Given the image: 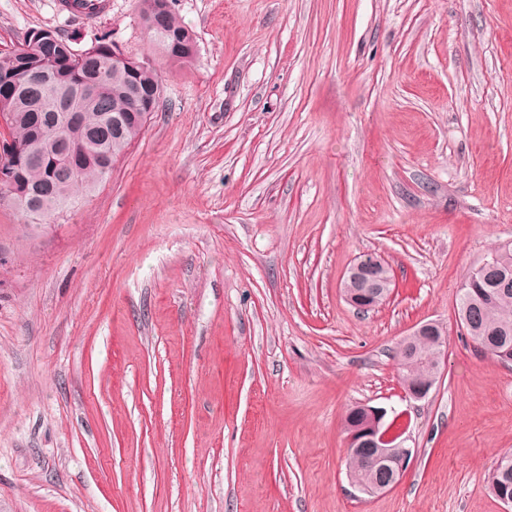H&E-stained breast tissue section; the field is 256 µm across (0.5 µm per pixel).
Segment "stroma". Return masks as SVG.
<instances>
[{"label":"stroma","instance_id":"35a3bbf8","mask_svg":"<svg viewBox=\"0 0 512 512\" xmlns=\"http://www.w3.org/2000/svg\"><path fill=\"white\" fill-rule=\"evenodd\" d=\"M192 65L89 200L27 225L0 204V512H504L512 366L457 322L512 241V0H177ZM153 56L137 0L33 29ZM393 279L360 312L364 252ZM443 324L445 368L406 401L396 351ZM401 414L391 491L350 483L342 420ZM496 481L493 483L491 474L488 478V487L490 492L498 499L501 488L511 485L512 488V453L502 455L496 462Z\"/></svg>","mask_w":512,"mask_h":512}]
</instances>
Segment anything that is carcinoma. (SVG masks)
Instances as JSON below:
<instances>
[{
	"mask_svg": "<svg viewBox=\"0 0 512 512\" xmlns=\"http://www.w3.org/2000/svg\"><path fill=\"white\" fill-rule=\"evenodd\" d=\"M166 28L167 41L154 40L152 44L171 63L180 67L191 64L196 56L191 50L194 39L174 7L167 13ZM39 33L44 38L57 39V60L63 61L71 55L70 41L57 38L56 32L50 29H41ZM47 65L48 59L39 51L27 56L1 54L0 80L10 77L19 81L25 71ZM134 79L147 88L161 82L156 69L133 74L123 65L112 62L110 53L102 51L89 56L80 68L62 73L39 96L22 92L8 96L0 92V118L10 128L13 139L24 147V162L18 168L20 181L27 184L41 211L52 214L63 210L74 203L77 191L94 189L140 138L143 128L135 119L123 125L118 133L112 130V114L130 111L127 91ZM88 83L103 88L100 102L77 105L74 120L66 123L67 144L72 147L71 162L81 167V177L59 182L51 175L53 161L41 153L42 139L56 124L58 90L66 87L78 94ZM489 262L497 265L498 271L485 281L470 274L460 290L457 310L460 323L467 319L472 322L468 335L483 350L498 344L512 345V290L496 291L498 276L512 278V246L498 249ZM415 343L419 355L410 362L409 376L413 383L422 384L434 374L429 356L435 351V339L426 335L416 338ZM346 464L351 477L367 485L373 484L375 472L363 464L356 452H349ZM508 485L512 486L511 452L497 460L496 481H488L489 490L495 496Z\"/></svg>",
	"mask_w": 512,
	"mask_h": 512,
	"instance_id": "1",
	"label": "carcinoma"
}]
</instances>
